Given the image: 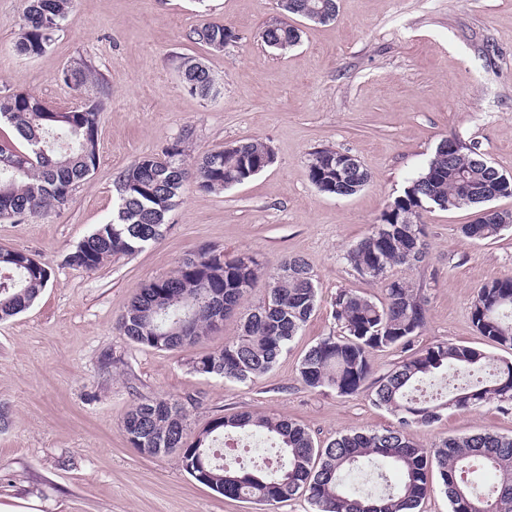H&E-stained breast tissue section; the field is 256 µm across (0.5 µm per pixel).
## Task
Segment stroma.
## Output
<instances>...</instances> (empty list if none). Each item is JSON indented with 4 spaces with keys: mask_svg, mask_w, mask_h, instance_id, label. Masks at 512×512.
<instances>
[{
    "mask_svg": "<svg viewBox=\"0 0 512 512\" xmlns=\"http://www.w3.org/2000/svg\"><path fill=\"white\" fill-rule=\"evenodd\" d=\"M25 7V0H0V95L24 91L73 107L79 97L59 75L81 56L104 75L109 97L98 164L68 205L37 221L0 220V248L28 252L51 269L34 304L0 322V403L12 410L11 427L0 433V512H312L301 494L274 506L224 498L187 474L178 453L133 448L123 419L140 399L167 396L185 401L194 432L240 411L291 418L321 445L394 425L366 394L305 386L299 362L336 331L339 289L383 299L381 286L359 277L342 254L424 170L443 138L478 142L493 166L512 175V0H338L326 24L284 14L278 0H74L51 47L35 58L16 49ZM210 21L231 27L237 42L214 52L189 40L191 29ZM279 22L301 32L285 52L260 39ZM183 57L205 63L216 98L185 90ZM187 126L193 153L256 137L275 161L221 193L187 186L161 237L139 253L93 273L64 265L66 253L111 219L119 173ZM328 147L367 170L370 180L355 195L330 196L311 183L308 159ZM477 215L428 209L424 262L394 273L429 298L415 348L449 342L512 360V349L489 343L471 316L478 289L512 273V229L490 242L463 236L460 225ZM201 246L249 253L270 266L298 256L315 276V311L288 354L251 382L193 368L200 354L237 336L241 314L178 351L131 344L116 329L143 284L172 275L177 259ZM107 353L115 359L108 367ZM484 431L512 437L511 402L450 411L408 436L428 448Z\"/></svg>",
    "mask_w": 512,
    "mask_h": 512,
    "instance_id": "obj_1",
    "label": "stroma"
}]
</instances>
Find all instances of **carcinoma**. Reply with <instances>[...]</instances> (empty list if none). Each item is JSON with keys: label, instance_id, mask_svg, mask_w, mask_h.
<instances>
[{"label": "carcinoma", "instance_id": "1", "mask_svg": "<svg viewBox=\"0 0 512 512\" xmlns=\"http://www.w3.org/2000/svg\"><path fill=\"white\" fill-rule=\"evenodd\" d=\"M72 0H27L16 44L28 57L40 56L53 42ZM286 14L324 21L336 17L337 0H279ZM189 38L222 52L235 32L222 23H204ZM262 42L286 50L300 40L299 30L274 24L261 33ZM184 88L208 98L218 93L210 70L193 57L181 58ZM60 80L88 97L68 111H58L27 92L0 95V123L9 125L23 147L0 146V219L38 218L65 207L72 191L88 180L98 161L97 139L104 78L83 58L61 72ZM190 128L159 154L140 157L116 181L117 215L98 225L63 262L95 272L111 257L133 255L156 242L166 215L177 205L189 182L200 191L221 193L241 185L267 168L271 148L258 138H246L204 154H190ZM438 144L425 169L408 182L381 212L376 224L343 259L362 278L381 284L384 300L352 289L336 293L333 317L341 334L321 338L304 354L299 377L310 388H329L341 396L366 388L373 350L399 348L406 353L392 370L372 383L373 403L389 410L397 426L377 431L341 433L321 448L301 425L288 418H268L242 412L212 419L198 433H188L184 405L164 397L143 398L126 413L123 428L137 448H185L183 469L197 482L232 500L283 503L298 492L314 512H418L430 492L428 472L443 480L450 512H512V437L485 431L448 438L430 448L416 446L406 429L429 425L448 408L468 411L491 400L512 402V361L498 359L472 346L438 343L419 350L414 339L424 327L428 298L405 278L390 275L395 266L411 268L426 250L423 211L480 207L483 216L460 227L474 240L490 241L512 225V211L491 206L512 198V177L492 166L475 143L448 147ZM341 151L323 148L308 162L312 184L338 197L356 194L368 183L360 165L342 170ZM49 267L19 250L0 248V322L30 307L50 281ZM267 279L266 295L248 306L241 333L219 350L193 364L196 371L246 383L269 371L288 352L317 303V286L308 263L284 257L267 268L248 254L227 257L209 247L188 252L175 272L140 288L118 320V330L133 344L157 350L194 345L220 329L224 317L240 308L257 280ZM478 333L512 348V275L483 285L472 301ZM465 371L468 382L451 389L429 391L426 379L438 380L448 371ZM227 431L266 435L278 448L275 465L259 474L232 471L211 454V445ZM368 468L387 482L386 492L356 495L345 477ZM488 468L495 485L480 493L459 478Z\"/></svg>", "mask_w": 512, "mask_h": 512}]
</instances>
